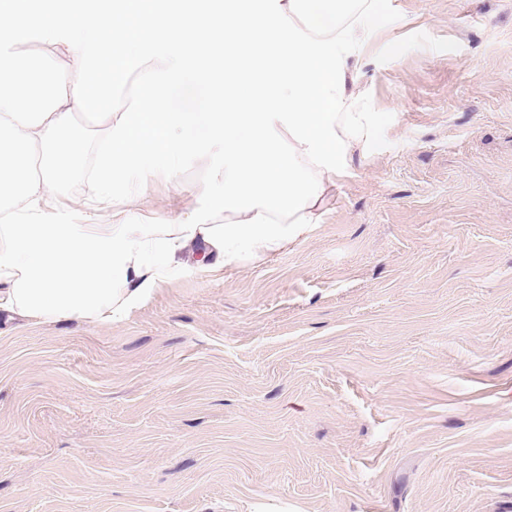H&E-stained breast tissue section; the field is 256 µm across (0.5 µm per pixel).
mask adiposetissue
I'll use <instances>...</instances> for the list:
<instances>
[{"label":"adipose tissue","instance_id":"ef3b65f1","mask_svg":"<svg viewBox=\"0 0 512 512\" xmlns=\"http://www.w3.org/2000/svg\"><path fill=\"white\" fill-rule=\"evenodd\" d=\"M364 7L363 0H284L282 4L296 27L318 40L335 37Z\"/></svg>","mask_w":512,"mask_h":512}]
</instances>
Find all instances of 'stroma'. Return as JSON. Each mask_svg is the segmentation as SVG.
<instances>
[{
  "mask_svg": "<svg viewBox=\"0 0 512 512\" xmlns=\"http://www.w3.org/2000/svg\"><path fill=\"white\" fill-rule=\"evenodd\" d=\"M391 4L353 62L388 145L305 240L109 323L0 311V512H512V0Z\"/></svg>",
  "mask_w": 512,
  "mask_h": 512,
  "instance_id": "1",
  "label": "stroma"
}]
</instances>
